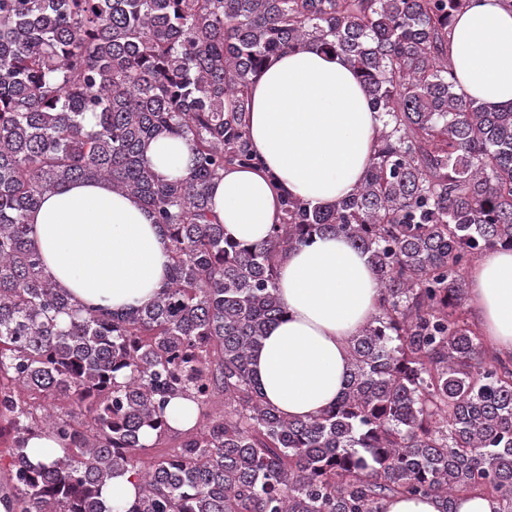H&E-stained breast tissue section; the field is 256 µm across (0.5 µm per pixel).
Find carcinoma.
Segmentation results:
<instances>
[{
    "instance_id": "cac0c4a2",
    "label": "carcinoma",
    "mask_w": 512,
    "mask_h": 512,
    "mask_svg": "<svg viewBox=\"0 0 512 512\" xmlns=\"http://www.w3.org/2000/svg\"><path fill=\"white\" fill-rule=\"evenodd\" d=\"M471 0H0V487L6 512H385L472 494L512 512V359L465 316L471 262L512 246V105L454 91L448 54ZM347 57L380 112L361 183L330 206L282 200L261 243L224 236L209 190L251 167L249 90L275 56ZM185 175L155 172L163 135ZM102 181L169 240L163 291L130 311L81 307L46 271L28 214ZM347 237L380 289L336 403L288 418L252 361L283 315V257ZM224 412L203 409L215 395ZM197 410L175 453L174 398ZM63 405L48 407V400ZM153 443L144 441L146 429ZM62 456L34 464L31 438ZM129 476L132 502L112 501ZM147 154L159 174L171 177L184 175L192 156L187 141L173 135L152 142ZM386 512H440L435 498L398 496L387 502Z\"/></svg>"
}]
</instances>
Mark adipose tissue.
I'll use <instances>...</instances> for the list:
<instances>
[{"label":"adipose tissue","mask_w":512,"mask_h":512,"mask_svg":"<svg viewBox=\"0 0 512 512\" xmlns=\"http://www.w3.org/2000/svg\"><path fill=\"white\" fill-rule=\"evenodd\" d=\"M455 90L495 108L512 103V9L473 0L449 46ZM253 167L225 168L210 189L224 232L252 245L279 223L281 201L329 205L361 182L381 125L350 62L306 47L274 57L250 88ZM164 176L186 173L184 138L152 142ZM29 222L47 271L80 304L122 312L153 301L164 284L169 242L138 199L105 182H76L46 195ZM476 324L492 348L512 355V249L488 253L467 272ZM284 314L256 353L253 376L283 415L307 418L332 405L350 368V341L376 312V276L341 235H317L281 261Z\"/></svg>","instance_id":"adipose-tissue-1"}]
</instances>
